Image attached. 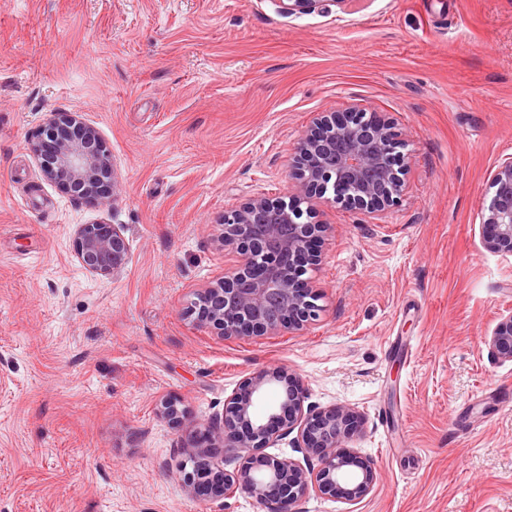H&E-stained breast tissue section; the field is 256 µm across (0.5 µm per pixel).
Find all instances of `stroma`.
<instances>
[{
    "label": "stroma",
    "instance_id": "35a3bbf8",
    "mask_svg": "<svg viewBox=\"0 0 512 512\" xmlns=\"http://www.w3.org/2000/svg\"><path fill=\"white\" fill-rule=\"evenodd\" d=\"M392 125L407 187L373 217L311 197L327 225L306 277L317 320L225 339L184 311L233 262L225 211L290 200V153L320 112ZM81 113L114 162L100 208L47 180L28 142ZM512 155V0H0V512H266L206 502L177 466L190 432L253 374L360 417L359 504L300 512H512V360L488 341L512 310V257L487 248L491 173ZM123 225L109 279L76 225ZM173 399L184 420L160 419Z\"/></svg>",
    "mask_w": 512,
    "mask_h": 512
}]
</instances>
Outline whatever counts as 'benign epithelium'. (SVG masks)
I'll return each mask as SVG.
<instances>
[{
  "label": "benign epithelium",
  "mask_w": 512,
  "mask_h": 512,
  "mask_svg": "<svg viewBox=\"0 0 512 512\" xmlns=\"http://www.w3.org/2000/svg\"><path fill=\"white\" fill-rule=\"evenodd\" d=\"M323 0H279L283 13L316 11ZM397 134L351 104L323 112L294 147L295 196L292 201L256 196L224 212L219 241L241 261L224 270V278L197 292L190 305L195 322L228 339L300 331L316 320L317 295L303 275L316 262V244L324 224L299 222L297 203L333 189V201L377 215L393 206L404 191L405 155L396 151ZM43 176L79 201L107 206L116 189L112 155L98 130L77 112H50L29 144ZM493 194L482 214L487 247L512 256V156L491 176ZM77 262L88 272L110 279L128 264L123 227L99 222L79 224L73 233ZM493 354L512 359V310L492 331ZM270 386L280 398L266 415L256 403ZM355 420L345 407L314 410L287 371H263L246 379L224 401V412L206 436L208 446L186 448L182 481L198 497L221 499L241 490L267 512H299L309 492H332L350 504L374 488L376 467L350 451H340ZM295 434L293 445L303 461L261 456L239 475L227 472L224 448H265L275 437ZM318 464H313L312 458Z\"/></svg>",
  "instance_id": "obj_1"
}]
</instances>
